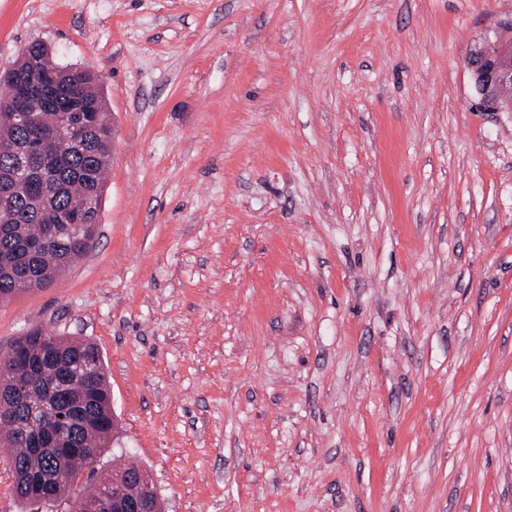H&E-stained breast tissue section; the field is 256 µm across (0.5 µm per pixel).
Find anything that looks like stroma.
I'll return each instance as SVG.
<instances>
[{
	"label": "stroma",
	"mask_w": 512,
	"mask_h": 512,
	"mask_svg": "<svg viewBox=\"0 0 512 512\" xmlns=\"http://www.w3.org/2000/svg\"><path fill=\"white\" fill-rule=\"evenodd\" d=\"M512 0H0L90 67L96 237L0 302L100 350L165 512H512V112L467 58Z\"/></svg>",
	"instance_id": "35a3bbf8"
}]
</instances>
